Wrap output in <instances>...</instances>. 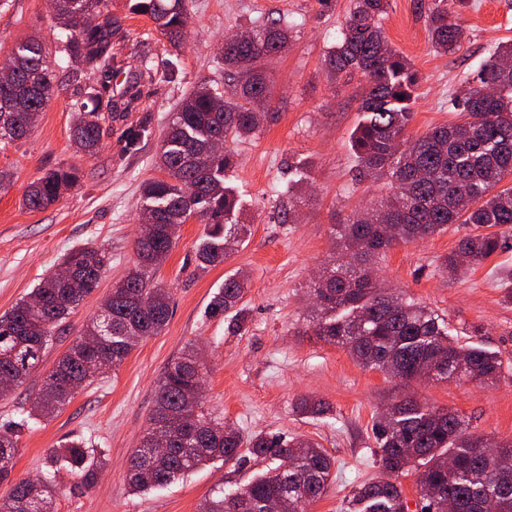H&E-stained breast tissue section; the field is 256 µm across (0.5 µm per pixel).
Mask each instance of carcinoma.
<instances>
[{"label": "carcinoma", "instance_id": "cac0c4a2", "mask_svg": "<svg viewBox=\"0 0 512 512\" xmlns=\"http://www.w3.org/2000/svg\"><path fill=\"white\" fill-rule=\"evenodd\" d=\"M107 0H58L56 19L65 34L66 57H78L83 69L73 75L88 87L92 107L78 104L73 141L93 154L102 136L105 113L112 111L107 78L112 75V16ZM187 0H131V10L149 17L170 38L188 20ZM388 0H353L341 39L328 55L331 73L361 74L367 89L360 105L362 118L352 135L359 175L389 179L380 204L338 225V247L356 263L330 265L311 285L316 296L313 335L347 351L363 368L405 381H443L464 377L480 385L495 383L504 362L496 352L459 345L448 335L445 320L435 311L387 288H380L365 264L397 244H410L470 224L477 232L459 240L440 259L439 267L458 273L478 265L502 248L512 233V185L497 189L512 176V43H502L477 78L452 99L464 121L431 128L422 136L408 133L413 119L418 71L389 46L382 25ZM464 0H433L427 15L432 46L456 50L464 37L455 5ZM288 28L259 24L224 43V68L234 86L226 98L205 84L194 88L171 113L167 132L155 157L163 177L145 181L142 209L153 222L138 225L136 260L112 286L100 311L90 318L52 370L43 377L29 416L50 418L68 405L88 383L85 362L102 356L119 367L136 347L133 336H156L171 314V292L155 274L175 245L178 226L195 218L208 226L196 246L197 265L205 270L223 263L244 242L247 226L239 223L235 188L226 181L234 167L231 149L212 153V144L244 140L266 118L254 104L269 99L272 88L262 62L283 51ZM10 80L0 83V145L26 137L45 104L58 91L54 72L37 40L18 45L0 60ZM78 182L70 168H55L31 183L23 203L44 209ZM496 232L489 233L487 229ZM110 263L95 247L65 254L67 278L54 273L6 314L0 316V398L10 395L37 370L60 325L98 286ZM248 291V279L236 272L224 278L208 308L212 316L235 308ZM204 376L198 352L186 345L159 380L152 413L138 446L129 457L128 485L145 491L171 484L209 460L252 458L265 461L292 457L296 465L279 464L257 475L234 494L242 512H264L265 503L279 499L284 512H307L328 490L334 462L319 443L277 434L244 436L233 426L212 420L196 387ZM159 430L175 434L170 453L158 456L150 442ZM381 474L352 492L348 512H408L396 478L414 472L421 512H447L448 499L459 512H483L492 496L498 512H512V440L485 456V438L469 432L457 412L431 404H393L375 423ZM19 448L16 425H0V482L11 479ZM48 472L78 475L93 483L104 456L81 440L49 450ZM230 494L214 491L199 512H232ZM52 485L41 478L14 480L0 512H53Z\"/></svg>", "mask_w": 512, "mask_h": 512}]
</instances>
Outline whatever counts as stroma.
Instances as JSON below:
<instances>
[{
  "label": "stroma",
  "instance_id": "1",
  "mask_svg": "<svg viewBox=\"0 0 512 512\" xmlns=\"http://www.w3.org/2000/svg\"><path fill=\"white\" fill-rule=\"evenodd\" d=\"M429 0H390L383 27L389 44L407 56L422 77L409 130L458 121L449 101L472 81L498 44L512 41V0H468L459 21V50L441 54L430 44ZM187 25L177 40L157 32L134 14L129 0H109L112 15V115L94 154L72 143L73 104L84 87L73 82L74 65L59 52L51 0H10L0 9V58L18 42L35 37L48 47L61 89L46 104L32 132L0 149V171L10 185L0 190V315L56 271L78 247H98L111 270L64 322L40 370L16 392L0 399V423L18 422L15 477L46 475L45 457L68 439L105 452L107 464L93 486L60 473L54 481V512H198L214 490H232L265 470L259 461L217 458L173 484L131 493L128 459L137 447L168 364L190 343L202 350L205 407L243 434L276 433L313 439L334 461L336 478L307 512H347L353 489L380 472L373 430L388 406L413 400L445 407L466 417L476 434L512 439V237L503 248L464 274L442 272L439 260L471 234L453 225L413 244H399L376 260L374 275L384 287L426 305L448 321L463 345L481 344L507 361L499 380L480 386L466 380L404 382L363 369L344 349L310 331V285L334 257L333 227L354 212L380 202L385 184L360 179L351 146L366 84L360 74L327 77L326 58L337 42L350 0H190ZM290 22L288 47L265 71L273 97L270 117L251 138L233 143L236 165L230 183L242 196V220L250 232L224 264L200 270L196 245L204 224L180 225L177 241L156 277L172 295V315L159 335L140 342L114 371L82 387L47 421H22L30 397L99 309L113 283L131 267L141 207V185L159 177L154 157L170 115L200 83L227 91L224 40L255 21ZM136 81L139 94L124 91ZM139 132L128 143L129 132ZM312 184L296 209L283 191L298 165ZM67 167L78 184L52 206L31 211L22 204L26 188L48 170ZM291 217H284V210ZM244 271L249 290L242 301L244 324L211 316L207 306L226 274ZM327 405L320 415L298 411L302 399Z\"/></svg>",
  "mask_w": 512,
  "mask_h": 512
}]
</instances>
